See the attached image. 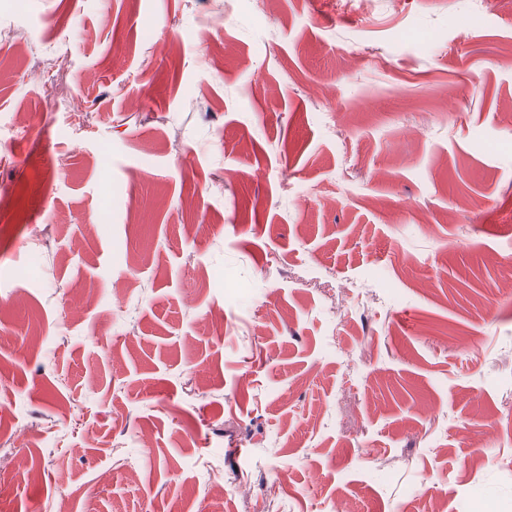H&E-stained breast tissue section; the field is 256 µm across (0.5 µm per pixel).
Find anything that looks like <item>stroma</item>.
Segmentation results:
<instances>
[{"label":"stroma","mask_w":512,"mask_h":512,"mask_svg":"<svg viewBox=\"0 0 512 512\" xmlns=\"http://www.w3.org/2000/svg\"><path fill=\"white\" fill-rule=\"evenodd\" d=\"M510 52L500 0H0V512H512Z\"/></svg>","instance_id":"obj_1"}]
</instances>
